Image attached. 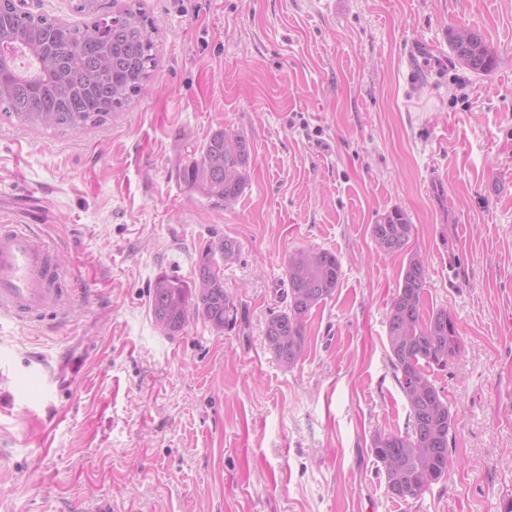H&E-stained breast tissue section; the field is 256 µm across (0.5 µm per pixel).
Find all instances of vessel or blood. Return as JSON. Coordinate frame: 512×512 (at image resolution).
Returning <instances> with one entry per match:
<instances>
[{
	"instance_id": "vessel-or-blood-1",
	"label": "vessel or blood",
	"mask_w": 512,
	"mask_h": 512,
	"mask_svg": "<svg viewBox=\"0 0 512 512\" xmlns=\"http://www.w3.org/2000/svg\"><path fill=\"white\" fill-rule=\"evenodd\" d=\"M51 255L30 225L0 223V315L22 322L47 312L67 318L76 295L61 287Z\"/></svg>"
}]
</instances>
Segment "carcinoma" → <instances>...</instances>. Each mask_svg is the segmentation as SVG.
I'll return each mask as SVG.
<instances>
[{"label": "carcinoma", "mask_w": 512, "mask_h": 512, "mask_svg": "<svg viewBox=\"0 0 512 512\" xmlns=\"http://www.w3.org/2000/svg\"><path fill=\"white\" fill-rule=\"evenodd\" d=\"M73 11L88 18L70 24L58 18L19 13L16 0H0V114L37 130L81 133L99 127L130 105L146 89L156 67L157 27L140 8L112 16L105 36L98 34V0H76ZM449 42L457 61L475 73L494 69L497 58L480 32ZM26 64L19 66L17 60ZM252 160L249 140L224 127L215 129L199 156L176 168L178 181L213 206L228 207L243 193ZM413 225L395 208L371 225L377 251L406 259L387 316V344L395 378L409 413L403 434L378 432L371 452L383 468L387 493L395 499H418L448 475L453 417L448 398L431 379L459 355L458 324L440 308L424 315L426 262L410 249ZM230 237L209 243L201 252L193 283L162 275L149 288L155 320L166 322L167 336L180 335L189 321L200 319L217 332L232 331L241 316L236 299L213 274L217 261L238 258ZM288 310L266 324L269 350L285 368L294 367L306 350L305 319L331 297L342 276L338 256L319 248L296 249L285 263Z\"/></svg>", "instance_id": "obj_1"}]
</instances>
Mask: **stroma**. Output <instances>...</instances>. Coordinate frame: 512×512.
Here are the masks:
<instances>
[{"label":"stroma","mask_w":512,"mask_h":512,"mask_svg":"<svg viewBox=\"0 0 512 512\" xmlns=\"http://www.w3.org/2000/svg\"><path fill=\"white\" fill-rule=\"evenodd\" d=\"M158 27L146 95L80 135L0 115V217L32 224L79 299L66 324L0 317V512H504L512 499V0H142ZM481 32L488 73L449 31ZM224 126L252 147L229 208L176 180ZM425 256V306L464 351L434 372L455 418L445 481L391 498L372 455L405 432L386 342L403 257L370 226L392 209ZM228 236L233 331L164 335L148 288L192 281ZM342 276L291 369L265 325L289 251ZM466 37H461L458 31L450 32L449 42L457 61L475 73H488L494 69L497 58L486 44L480 32L467 30Z\"/></svg>","instance_id":"obj_1"}]
</instances>
